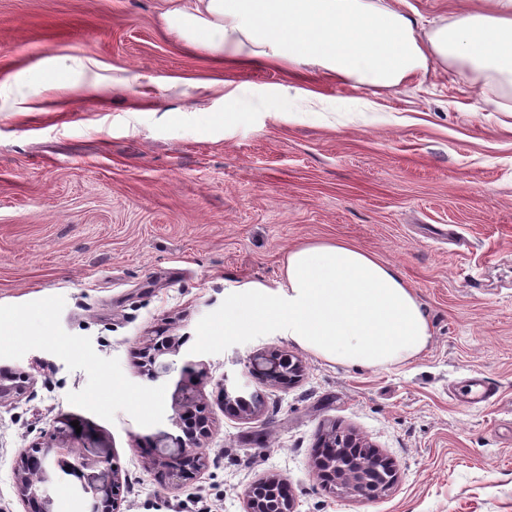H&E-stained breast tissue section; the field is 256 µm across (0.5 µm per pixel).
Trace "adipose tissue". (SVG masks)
Listing matches in <instances>:
<instances>
[{
	"label": "adipose tissue",
	"instance_id": "ef3b65f1",
	"mask_svg": "<svg viewBox=\"0 0 512 512\" xmlns=\"http://www.w3.org/2000/svg\"><path fill=\"white\" fill-rule=\"evenodd\" d=\"M165 30L236 64L320 66L346 82L390 87L441 65L512 87V0H460L430 32L388 0H176ZM236 332H273L327 361L387 368L431 339L422 304L393 264L350 243L289 250L285 285L240 287L224 309Z\"/></svg>",
	"mask_w": 512,
	"mask_h": 512
}]
</instances>
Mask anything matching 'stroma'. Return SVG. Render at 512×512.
Masks as SVG:
<instances>
[{"label":"stroma","mask_w":512,"mask_h":512,"mask_svg":"<svg viewBox=\"0 0 512 512\" xmlns=\"http://www.w3.org/2000/svg\"><path fill=\"white\" fill-rule=\"evenodd\" d=\"M162 0H0V512H24L21 451L57 422L89 425L121 476L118 512H245L276 474L295 512H512V114L482 80L440 70L370 87L317 79L318 111L274 120L287 66L233 67L168 34ZM136 76L129 90H57L36 78ZM35 109L16 112L17 85ZM239 86L228 105L223 85ZM345 240L396 265L432 327L387 368L337 365L286 337L225 333L249 282H284L289 248ZM168 374L140 373L158 330ZM302 365L273 386L245 365ZM210 419L205 468L164 485L145 453L178 434L185 366ZM496 399L466 401L470 378ZM258 392L239 416L220 384ZM352 433L396 468L374 498L323 485L327 431ZM248 364L252 375L276 385H288L297 380L301 371L300 365L287 353L258 354Z\"/></svg>","instance_id":"obj_1"}]
</instances>
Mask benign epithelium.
<instances>
[{"label": "benign epithelium", "instance_id": "benign-epithelium-1", "mask_svg": "<svg viewBox=\"0 0 512 512\" xmlns=\"http://www.w3.org/2000/svg\"><path fill=\"white\" fill-rule=\"evenodd\" d=\"M172 349L168 338L156 340L145 352L146 375L155 380L168 373L169 366L158 358ZM249 372L276 385H287L300 376V365L290 355L258 354L248 365ZM174 424L181 435H162L153 442L154 465L161 468L171 488L183 485L206 465L198 451L201 438L209 433L208 417L194 391L185 386L179 390L174 405ZM102 447L99 437L90 429L76 433L71 424L55 426L44 442L31 450H24L16 461L18 492L26 505V512H53V499L46 484L52 475H64L68 469L89 471L92 483L85 487L88 512H115V496L120 487V475L109 460L93 452ZM326 452L318 455L316 465L324 480L366 497H374L387 490L395 481V471L383 457L358 438L336 436L327 432L321 439ZM274 486L287 487L286 482L271 475L250 486L246 493V512H294L290 493L281 498Z\"/></svg>", "mask_w": 512, "mask_h": 512}]
</instances>
